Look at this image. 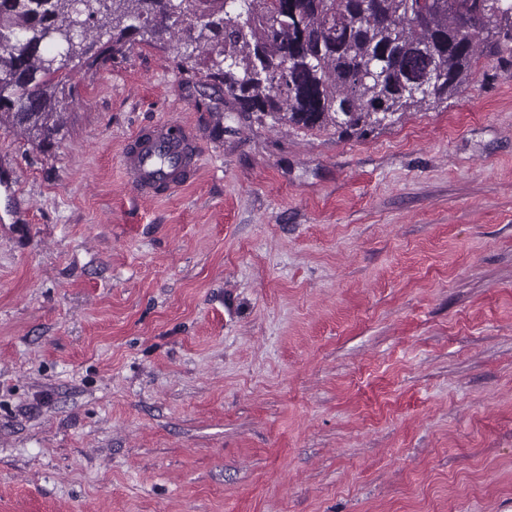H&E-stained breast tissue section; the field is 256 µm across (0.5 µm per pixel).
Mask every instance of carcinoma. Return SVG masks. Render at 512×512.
<instances>
[{"instance_id":"cac0c4a2","label":"carcinoma","mask_w":512,"mask_h":512,"mask_svg":"<svg viewBox=\"0 0 512 512\" xmlns=\"http://www.w3.org/2000/svg\"><path fill=\"white\" fill-rule=\"evenodd\" d=\"M176 38L181 70L206 56L237 111L364 136L441 106L477 54L512 45V0H0V125L50 144L73 71Z\"/></svg>"}]
</instances>
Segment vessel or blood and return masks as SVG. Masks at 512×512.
<instances>
[{"label":"vessel or blood","instance_id":"vessel-or-blood-1","mask_svg":"<svg viewBox=\"0 0 512 512\" xmlns=\"http://www.w3.org/2000/svg\"><path fill=\"white\" fill-rule=\"evenodd\" d=\"M201 158L195 128L160 122L138 129L126 139L122 166L132 175L139 194L164 196L187 183Z\"/></svg>","mask_w":512,"mask_h":512}]
</instances>
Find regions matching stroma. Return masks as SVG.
Here are the masks:
<instances>
[{
  "label": "stroma",
  "instance_id": "stroma-1",
  "mask_svg": "<svg viewBox=\"0 0 512 512\" xmlns=\"http://www.w3.org/2000/svg\"><path fill=\"white\" fill-rule=\"evenodd\" d=\"M135 44L0 127V512H512V53L365 136ZM201 166L135 195L123 144ZM173 129L177 130L175 135ZM201 158L195 128L160 122L140 128L126 139L122 166L132 175L139 194L164 196L187 183Z\"/></svg>",
  "mask_w": 512,
  "mask_h": 512
}]
</instances>
